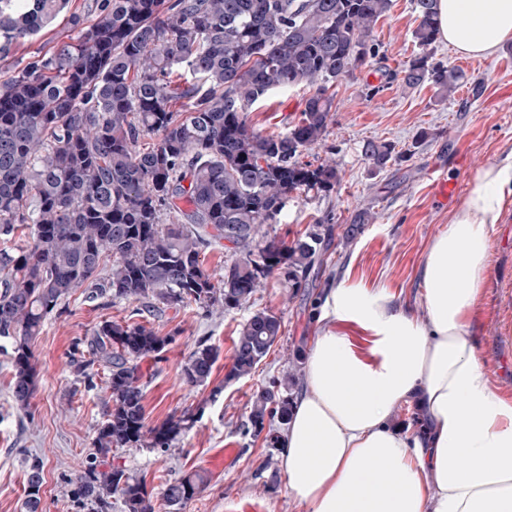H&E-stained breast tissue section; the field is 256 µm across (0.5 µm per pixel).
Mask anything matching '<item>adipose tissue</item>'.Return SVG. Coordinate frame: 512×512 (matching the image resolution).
Returning <instances> with one entry per match:
<instances>
[{"mask_svg":"<svg viewBox=\"0 0 512 512\" xmlns=\"http://www.w3.org/2000/svg\"><path fill=\"white\" fill-rule=\"evenodd\" d=\"M441 38L465 56L512 40V0H438ZM512 198V154L488 165L421 270L429 323L385 290L329 289L307 381L279 437L288 491L307 512H512V398L469 329L485 293L489 229ZM363 336L354 347L350 329ZM415 402L421 431L390 424Z\"/></svg>","mask_w":512,"mask_h":512,"instance_id":"obj_1","label":"adipose tissue"}]
</instances>
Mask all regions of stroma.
Instances as JSON below:
<instances>
[{
    "label": "stroma",
    "mask_w": 512,
    "mask_h": 512,
    "mask_svg": "<svg viewBox=\"0 0 512 512\" xmlns=\"http://www.w3.org/2000/svg\"><path fill=\"white\" fill-rule=\"evenodd\" d=\"M96 8L97 0H70L51 25L0 59V80L34 52L67 40L70 14L91 18ZM416 26L413 0H392L374 29L378 56L333 84L336 110L327 137L303 156L314 164L335 161L340 185L327 196L292 194L277 223L266 227L269 235L291 241L316 222L331 225L329 249L310 273L312 287L291 289L276 272L249 304L212 312L194 305L151 312L143 299H92L77 290L45 321L32 345L36 391L25 410L12 396V343L0 339V512H24L25 471L35 459L44 469L40 512H90L75 502L72 489L95 451L110 397L106 370L83 372L78 364L88 359L87 342L106 320L139 322L171 339L158 359L140 363L147 426L184 413L193 418L170 449L119 448L108 455L109 464L144 479L157 493L191 471H206V490L183 512H305L288 492L277 446L249 430L255 395L274 385L281 396L297 398L327 291L341 282L386 289L416 321L427 323L420 270L429 246L461 207L477 172L512 153V41L485 58L459 55L437 41L435 60L468 79L444 97L430 85L409 87L401 80L415 49ZM308 95L303 88L274 92L253 105L248 122L265 134L284 132ZM454 131L459 139H451ZM369 140L390 146L384 168L364 160L361 150ZM434 165L457 186L445 205L435 200L428 179ZM361 211L370 214L369 223L346 239ZM489 251L487 286L471 334L492 385L512 396V200L490 229ZM262 309L280 317L282 335L251 375L227 379L239 329ZM202 341L217 348L219 357L209 382L190 387L181 380V367Z\"/></svg>",
    "instance_id": "stroma-1"
}]
</instances>
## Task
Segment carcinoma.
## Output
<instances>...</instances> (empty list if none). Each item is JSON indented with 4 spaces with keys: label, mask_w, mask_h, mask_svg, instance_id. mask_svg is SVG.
Returning a JSON list of instances; mask_svg holds the SVG:
<instances>
[{
    "label": "carcinoma",
    "mask_w": 512,
    "mask_h": 512,
    "mask_svg": "<svg viewBox=\"0 0 512 512\" xmlns=\"http://www.w3.org/2000/svg\"><path fill=\"white\" fill-rule=\"evenodd\" d=\"M392 0H101L90 24L69 16L73 36L36 52L0 82V338L13 344L12 394L28 408L36 384L32 342L48 315L79 288L90 297L139 300L163 307L194 303L229 311L250 302L276 271L290 287L308 288L309 273L332 234L323 224L291 243L272 224L295 193L328 195L341 182L336 163L300 156L324 141L333 109L329 89L367 67L378 53L373 30ZM66 0H0V55L37 35ZM418 51L402 81L453 92L464 73L433 62L439 39L437 0H414ZM309 88L297 122L264 134L248 109L275 90ZM159 135L152 146L141 144ZM365 159L382 168L391 148L371 141ZM226 240L238 258L213 282L201 254ZM112 268L98 270L104 255ZM281 319L256 310L240 329L226 375H249L281 336ZM170 343L141 323L106 321L89 340L83 368L108 369L106 421L75 495L93 512H154L153 492L104 457L150 437L168 449L187 426L172 416L147 427L138 362ZM218 350L203 342L181 379H210ZM289 399L258 392L249 421L288 420ZM196 471L167 483L161 497L179 512L208 486ZM43 466L26 471L27 512H38Z\"/></svg>",
    "instance_id": "cac0c4a2"
}]
</instances>
